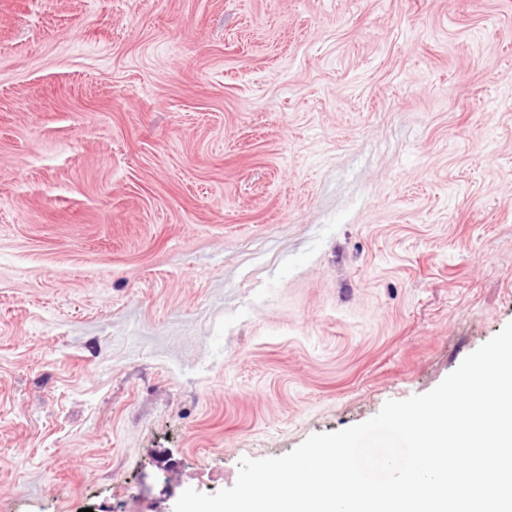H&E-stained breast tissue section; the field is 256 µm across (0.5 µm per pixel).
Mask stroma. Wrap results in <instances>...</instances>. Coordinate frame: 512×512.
I'll return each mask as SVG.
<instances>
[{"mask_svg":"<svg viewBox=\"0 0 512 512\" xmlns=\"http://www.w3.org/2000/svg\"><path fill=\"white\" fill-rule=\"evenodd\" d=\"M512 322V0H0V512H173Z\"/></svg>","mask_w":512,"mask_h":512,"instance_id":"35a3bbf8","label":"stroma"}]
</instances>
